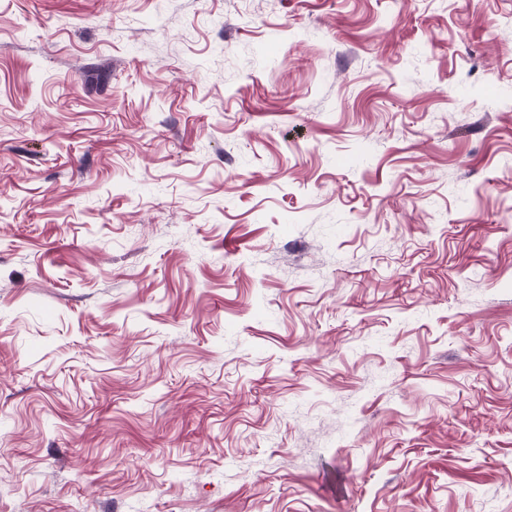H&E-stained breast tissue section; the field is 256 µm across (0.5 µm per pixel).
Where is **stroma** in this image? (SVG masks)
<instances>
[{"instance_id": "1", "label": "stroma", "mask_w": 512, "mask_h": 512, "mask_svg": "<svg viewBox=\"0 0 512 512\" xmlns=\"http://www.w3.org/2000/svg\"><path fill=\"white\" fill-rule=\"evenodd\" d=\"M0 512H512V0H0Z\"/></svg>"}]
</instances>
